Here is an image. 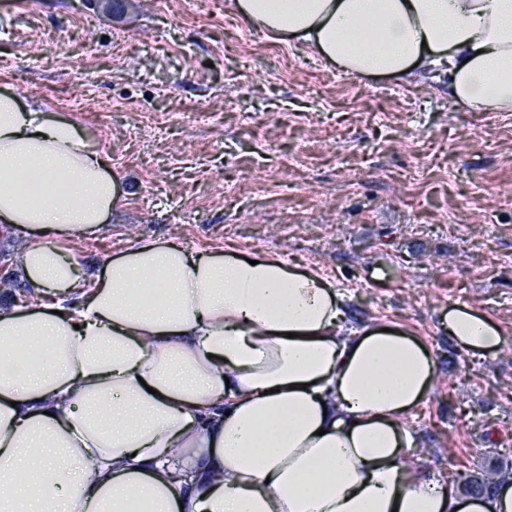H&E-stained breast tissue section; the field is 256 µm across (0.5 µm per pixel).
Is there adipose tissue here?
<instances>
[{"instance_id": "obj_1", "label": "adipose tissue", "mask_w": 512, "mask_h": 512, "mask_svg": "<svg viewBox=\"0 0 512 512\" xmlns=\"http://www.w3.org/2000/svg\"><path fill=\"white\" fill-rule=\"evenodd\" d=\"M337 70L446 67L471 112H512V0H233ZM75 118L0 91V224L35 305L0 306V512H512L426 478L405 421L435 364L402 328L346 334L330 279L275 255L140 238L83 268L119 177ZM448 334L492 354L467 305Z\"/></svg>"}]
</instances>
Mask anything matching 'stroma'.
I'll list each match as a JSON object with an SVG mask.
<instances>
[{
  "instance_id": "1",
  "label": "stroma",
  "mask_w": 512,
  "mask_h": 512,
  "mask_svg": "<svg viewBox=\"0 0 512 512\" xmlns=\"http://www.w3.org/2000/svg\"><path fill=\"white\" fill-rule=\"evenodd\" d=\"M0 87L71 115L121 181L91 267L140 237L316 268L346 324L395 325L435 363L408 418L427 477H512V114L469 112L444 72L349 76L231 0H0ZM502 331L467 354L448 308Z\"/></svg>"
}]
</instances>
